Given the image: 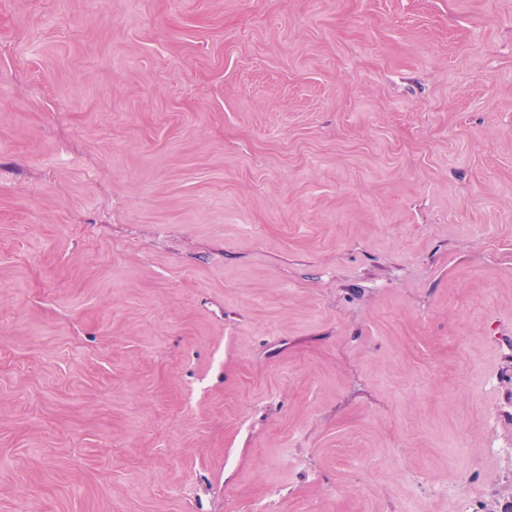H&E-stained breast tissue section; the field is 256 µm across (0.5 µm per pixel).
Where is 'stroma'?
<instances>
[{"label": "stroma", "mask_w": 512, "mask_h": 512, "mask_svg": "<svg viewBox=\"0 0 512 512\" xmlns=\"http://www.w3.org/2000/svg\"><path fill=\"white\" fill-rule=\"evenodd\" d=\"M492 435L512 0H0V512H493Z\"/></svg>", "instance_id": "obj_1"}]
</instances>
